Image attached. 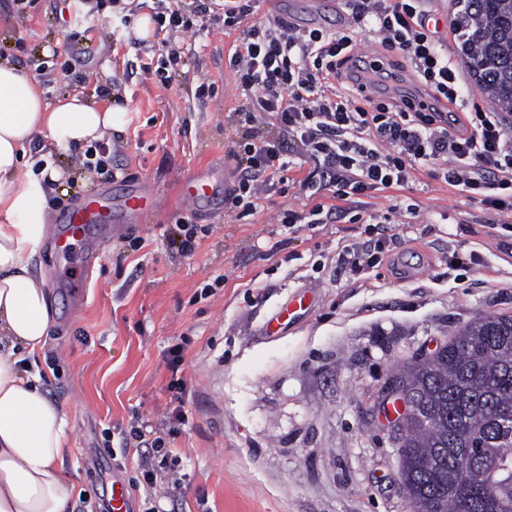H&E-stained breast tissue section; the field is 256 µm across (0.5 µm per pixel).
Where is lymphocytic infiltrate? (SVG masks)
<instances>
[{"label": "lymphocytic infiltrate", "mask_w": 512, "mask_h": 512, "mask_svg": "<svg viewBox=\"0 0 512 512\" xmlns=\"http://www.w3.org/2000/svg\"><path fill=\"white\" fill-rule=\"evenodd\" d=\"M427 2L343 0L358 33L409 60L433 99L423 111L409 100L374 101L363 83L351 92L336 87L339 71L353 59L355 35L301 29L278 18L255 21L260 0H207L202 5L200 12L210 24L242 31L228 59L244 98L233 112L241 176L224 199L228 215L256 212L261 200L286 184L296 157L314 163L300 183L305 195L332 188L338 199L349 201L404 186L416 166L432 163L449 185L471 195L492 190L490 205L512 211V113L478 109L461 116L440 110V103L456 104L463 95L455 64L429 28ZM153 20L167 47L161 67L177 66L176 40L194 28L186 7L155 12ZM270 118L278 132L262 135ZM184 417L180 401L159 423L145 421L129 432L148 512H164L161 500L173 496L166 480L172 455L166 438Z\"/></svg>", "instance_id": "1"}]
</instances>
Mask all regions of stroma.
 Returning a JSON list of instances; mask_svg holds the SVG:
<instances>
[{
  "instance_id": "obj_1",
  "label": "stroma",
  "mask_w": 512,
  "mask_h": 512,
  "mask_svg": "<svg viewBox=\"0 0 512 512\" xmlns=\"http://www.w3.org/2000/svg\"><path fill=\"white\" fill-rule=\"evenodd\" d=\"M282 19L305 29L353 31L337 6L322 17L318 0H283ZM85 0H0V57L27 71L47 63L39 84L48 102L78 94L122 106L123 131L103 144V172L77 164L72 150L38 137L29 160L47 155L62 178L50 210L101 187L119 194L139 184L155 205L137 223L112 217L90 280L76 261L41 249L31 260L57 310L50 348L38 366L72 428L66 465L79 475L85 512H98L113 479L132 486L135 460L122 435L138 420L162 419L170 406V347L184 349L188 421L171 438L178 448L168 477L180 481L175 512H411L399 478L400 443L385 429L378 397L395 369L433 353L467 322L512 313V214L450 186L434 166L417 167L408 185L370 193L357 223L282 224L300 207L296 188L262 201L241 219L189 211L181 183L206 164L238 182L231 156V114L242 102L228 55L235 34L205 26L182 38V61L169 84L155 70L166 55L155 37L125 28L105 39L109 12L90 24ZM92 54L74 58L86 26ZM357 54L384 62L371 90L378 100L424 98L410 63L358 36ZM213 95L201 100V83ZM195 227L191 256L171 249L176 225ZM381 241L382 260L357 273L344 247ZM477 256L455 266L451 256ZM212 284L202 295V284ZM313 303L267 335L265 326L295 295Z\"/></svg>"
}]
</instances>
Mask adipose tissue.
<instances>
[{
	"label": "adipose tissue",
	"mask_w": 512,
	"mask_h": 512,
	"mask_svg": "<svg viewBox=\"0 0 512 512\" xmlns=\"http://www.w3.org/2000/svg\"><path fill=\"white\" fill-rule=\"evenodd\" d=\"M121 107L101 108L78 95L45 102L38 81L0 59V512H70L82 488L64 464L70 424L24 359L44 354L55 308L42 274L28 257L49 230L52 167L24 168L36 135L68 149L122 130Z\"/></svg>",
	"instance_id": "adipose-tissue-1"
}]
</instances>
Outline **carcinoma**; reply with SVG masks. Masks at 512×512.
Segmentation results:
<instances>
[{
	"label": "carcinoma",
	"instance_id": "obj_1",
	"mask_svg": "<svg viewBox=\"0 0 512 512\" xmlns=\"http://www.w3.org/2000/svg\"><path fill=\"white\" fill-rule=\"evenodd\" d=\"M474 86L512 112V0H453ZM411 407L400 467L412 512H512V314L480 316L392 377Z\"/></svg>",
	"mask_w": 512,
	"mask_h": 512
}]
</instances>
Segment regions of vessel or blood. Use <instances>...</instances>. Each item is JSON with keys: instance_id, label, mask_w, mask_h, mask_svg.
Masks as SVG:
<instances>
[{"instance_id": "vessel-or-blood-1", "label": "vessel or blood", "mask_w": 512, "mask_h": 512, "mask_svg": "<svg viewBox=\"0 0 512 512\" xmlns=\"http://www.w3.org/2000/svg\"><path fill=\"white\" fill-rule=\"evenodd\" d=\"M220 171L215 167H203L187 178L181 187V197L187 207H194L202 202L218 199ZM153 199L149 188L138 191L116 200L106 192L93 193L73 205L62 210L57 222L60 229L54 240L57 254L69 253L75 243H87L93 233L102 231L111 211L119 210L130 216H137L148 208Z\"/></svg>"}]
</instances>
